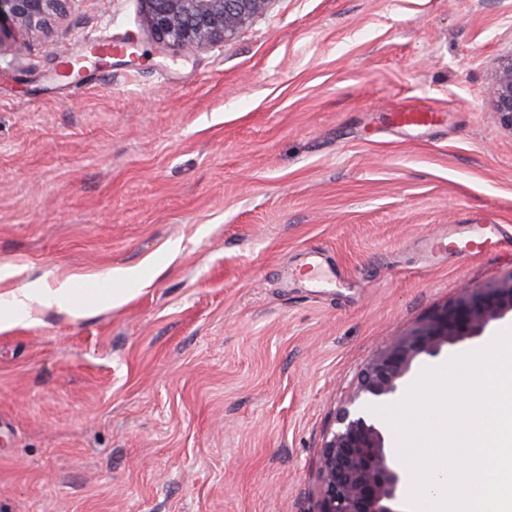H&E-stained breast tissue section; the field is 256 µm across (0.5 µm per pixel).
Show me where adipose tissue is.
Masks as SVG:
<instances>
[{
	"label": "adipose tissue",
	"instance_id": "adipose-tissue-1",
	"mask_svg": "<svg viewBox=\"0 0 512 512\" xmlns=\"http://www.w3.org/2000/svg\"><path fill=\"white\" fill-rule=\"evenodd\" d=\"M77 302L71 281L51 286L32 285L0 293V331L14 327L18 317H31L34 311L57 308L70 310Z\"/></svg>",
	"mask_w": 512,
	"mask_h": 512
}]
</instances>
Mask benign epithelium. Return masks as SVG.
Wrapping results in <instances>:
<instances>
[{
  "mask_svg": "<svg viewBox=\"0 0 512 512\" xmlns=\"http://www.w3.org/2000/svg\"><path fill=\"white\" fill-rule=\"evenodd\" d=\"M70 0H0V36L11 31L47 33ZM146 24L160 48L185 52L222 45L270 0H144ZM494 106L512 128V50L500 56ZM512 315V276L485 288L465 289L450 304L381 348L364 366L344 405L321 459L319 512H401L402 473L385 446L378 423L356 403L395 395L413 362L482 335L494 321Z\"/></svg>",
  "mask_w": 512,
  "mask_h": 512,
  "instance_id": "1",
  "label": "benign epithelium"
}]
</instances>
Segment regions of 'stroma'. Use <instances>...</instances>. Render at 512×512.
Returning a JSON list of instances; mask_svg holds the SVG:
<instances>
[{"mask_svg":"<svg viewBox=\"0 0 512 512\" xmlns=\"http://www.w3.org/2000/svg\"><path fill=\"white\" fill-rule=\"evenodd\" d=\"M129 31L132 54L58 78ZM13 38L0 290L69 278L86 310L0 332V512H319L371 356L512 276L510 253L430 250L512 234V0H269L192 54L155 47L143 0H72ZM130 267L136 296L96 306ZM509 327L414 362L399 395ZM494 106L503 123L512 128V49L498 59Z\"/></svg>","mask_w":512,"mask_h":512,"instance_id":"obj_1","label":"stroma"}]
</instances>
